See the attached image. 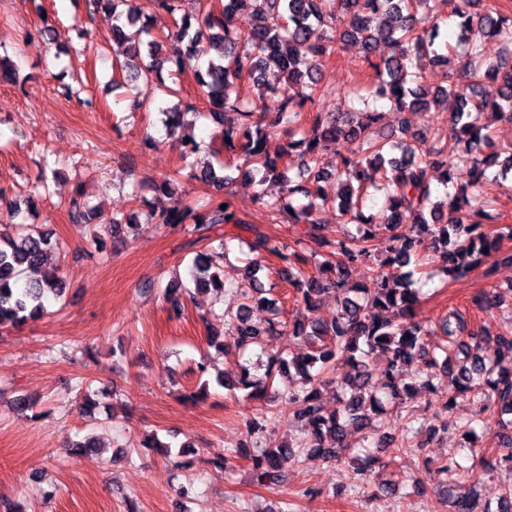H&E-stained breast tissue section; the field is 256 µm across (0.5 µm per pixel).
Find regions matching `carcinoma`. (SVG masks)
Here are the masks:
<instances>
[{
  "mask_svg": "<svg viewBox=\"0 0 512 512\" xmlns=\"http://www.w3.org/2000/svg\"><path fill=\"white\" fill-rule=\"evenodd\" d=\"M127 0H92L94 6L112 7L114 24L112 41L115 64L125 67L121 58L146 55L140 62L137 76L148 83L162 80L161 71L168 62L180 70L194 68L203 98L214 118L226 112L237 115V122L224 129V152H242L262 177H284L292 158L301 163L300 181L286 180L283 191L292 197L299 195L304 202L285 207L281 200L259 195L263 209L276 215L284 211L293 224L309 225L308 235L314 247L305 251L275 241L263 233L256 234L251 250L259 255L275 256L281 270L288 274V284L296 289L307 311V319L287 328L281 320V308L273 299L260 296L256 280H247L241 289L246 300L265 303L269 313L268 328L249 323L243 304L235 315H224L231 326L230 339L242 349L262 344V337L288 329V336L308 344L309 350L291 359L280 354L270 357L265 378L252 379L246 371L235 380L217 378L227 390L242 389L259 395L277 375L294 371L302 375L306 387L288 394V415L307 431L308 453H321L334 460L347 450L346 437L351 425L370 428L374 433L381 427L374 423L383 412L381 401L369 389V362L380 357L384 361L382 375L390 399L399 402L419 387L434 388L430 377L447 372L457 364L458 373L448 386V402L459 396H470L481 403L482 411L498 415L502 430L501 447L508 453L493 458L494 467H512V325L493 330L488 326L472 328L467 317L454 310L440 317L438 330L430 331L417 319V291L400 274L382 273L374 287H346L343 270L363 262L372 255L370 231L356 237L338 239L335 243L338 262L320 263V275L309 270V264L330 242L320 233V210L328 204L319 183L323 175L320 157L327 151L336 154V180L346 181V191L337 204L339 222L353 220L370 223L362 207L369 190L387 189L386 207L390 213L388 244L381 267L402 268L418 255L420 236L435 229L442 248L434 250L448 278L460 281L477 268L483 259L499 251L501 235L486 230L484 221L491 200L484 188L489 181L505 178L512 172V155L501 157L498 146L488 132L478 125L483 113L512 122V65L505 60L493 63L483 53L485 40H499L512 49V15L480 6L484 0H426L430 3L432 24H419L414 12L417 0H252L253 22L242 32L232 27L234 12L242 0H220L217 6L206 5L196 18L182 16L175 21L171 47L149 36L153 14L162 10L173 14L179 0H142L136 14H123L119 6ZM282 13L284 23L272 29L266 25V15ZM451 14L458 19V44L462 54L458 65L469 75L465 85L433 90L424 84L423 62L448 64L449 45L436 44L440 22ZM359 39L366 58L374 70V80L349 92L351 111L336 114L315 107L321 96L317 83L309 73L312 63L331 55L337 40ZM277 71L282 86L274 89L265 80L268 69ZM248 81L258 90L251 102L231 96L230 90ZM453 100L451 132L463 144L454 156L437 152L434 159L416 157L413 142L418 134L407 119L410 112L427 111L439 98ZM386 102L389 111L400 116L397 128L390 135L377 139L370 134L381 113L377 103ZM273 103L275 123L288 126L292 140L273 155L267 151L269 136L261 122L254 118L258 111ZM346 138L360 142V155L346 157L339 143ZM469 168L468 183L453 193L437 195L435 184L448 187L454 169ZM204 180L213 192L197 212L180 200L165 213L152 217L156 224H183L192 219L195 229L206 234L221 224H244L232 203L223 197L224 178L213 170H203ZM51 237L46 233H24L16 237L0 234V331L17 327L44 313V298L57 297L65 291L59 269L46 267ZM42 269V278L23 280L27 270ZM191 280L197 288L224 287V269L205 254L195 258ZM333 293L336 314L330 319L315 317L316 295ZM171 297L169 317L178 318L184 304L181 296L189 289L179 285L167 289ZM479 309L497 303L492 289L484 288L471 297ZM388 311V318L379 312ZM441 335V342L432 344L430 335ZM496 340L498 352L509 354V363L500 361L486 365L482 345L486 337ZM336 374V387L344 392L340 408L325 410L320 403L315 383L317 375L326 371ZM295 452L290 445L269 443L249 456L252 473L262 485L280 483L283 464ZM492 467V468H494ZM386 468L373 451L361 459L358 474L369 475ZM490 467L482 472L492 471ZM424 472L437 475L447 482L469 477L474 468L462 466L449 457L436 467L423 462ZM512 503V488L497 498V502L481 501L470 493L458 496V512H504Z\"/></svg>",
  "mask_w": 512,
  "mask_h": 512,
  "instance_id": "cac0c4a2",
  "label": "carcinoma"
}]
</instances>
